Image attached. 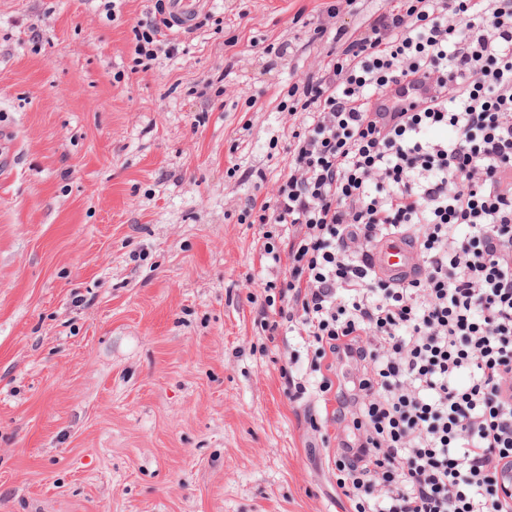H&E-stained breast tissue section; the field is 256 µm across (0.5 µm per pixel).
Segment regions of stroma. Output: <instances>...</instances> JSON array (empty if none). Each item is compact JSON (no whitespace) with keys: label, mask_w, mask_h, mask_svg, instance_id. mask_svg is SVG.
Listing matches in <instances>:
<instances>
[{"label":"stroma","mask_w":512,"mask_h":512,"mask_svg":"<svg viewBox=\"0 0 512 512\" xmlns=\"http://www.w3.org/2000/svg\"><path fill=\"white\" fill-rule=\"evenodd\" d=\"M160 2L0 0V512H345L351 432L289 400L312 353L264 336L287 268L241 214L291 89L388 0H213L141 65ZM161 25L171 29L167 17L160 18L159 20L155 17L154 20L141 23L134 28V51L138 56H145L150 60H156L158 57L157 52L151 47L154 46L155 41H158L156 36L160 33Z\"/></svg>","instance_id":"obj_1"}]
</instances>
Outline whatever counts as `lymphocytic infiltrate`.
Instances as JSON below:
<instances>
[{"label": "lymphocytic infiltrate", "mask_w": 512, "mask_h": 512, "mask_svg": "<svg viewBox=\"0 0 512 512\" xmlns=\"http://www.w3.org/2000/svg\"><path fill=\"white\" fill-rule=\"evenodd\" d=\"M332 41L260 206L287 236L261 256L288 265L260 326L312 348V390L358 433L334 461L352 512H512V0H399ZM412 77L427 107L375 111ZM387 236L416 246L411 277L373 270ZM344 364L363 370L335 384Z\"/></svg>", "instance_id": "lymphocytic-infiltrate-1"}]
</instances>
